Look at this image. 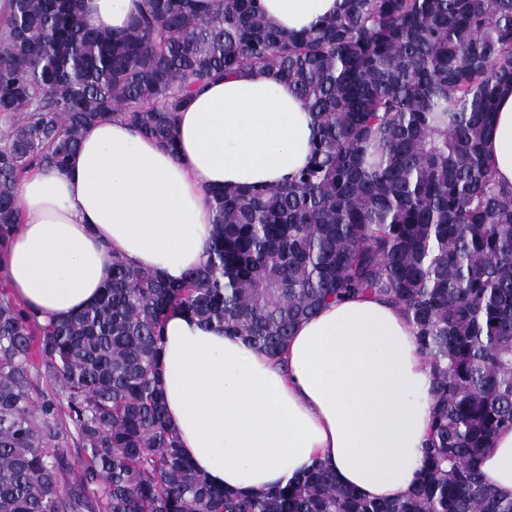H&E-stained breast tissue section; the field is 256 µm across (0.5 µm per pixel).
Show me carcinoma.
Segmentation results:
<instances>
[{
    "mask_svg": "<svg viewBox=\"0 0 512 512\" xmlns=\"http://www.w3.org/2000/svg\"><path fill=\"white\" fill-rule=\"evenodd\" d=\"M256 2L140 0L114 33L85 0H5L0 250L20 178L65 170L102 118L173 149L193 92L268 69L316 128L290 180L211 192L207 260L182 282L115 257L100 298L47 325L0 292V512H512L479 465L512 429V186L483 152L512 87V0H343L298 32ZM355 295L400 308L429 364L409 493L370 499L319 461L250 498L208 483L165 414L167 315L277 358L299 321ZM34 371L60 394L34 399Z\"/></svg>",
    "mask_w": 512,
    "mask_h": 512,
    "instance_id": "obj_1",
    "label": "carcinoma"
}]
</instances>
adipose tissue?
Segmentation results:
<instances>
[{
	"label": "adipose tissue",
	"instance_id": "1",
	"mask_svg": "<svg viewBox=\"0 0 512 512\" xmlns=\"http://www.w3.org/2000/svg\"><path fill=\"white\" fill-rule=\"evenodd\" d=\"M291 31L340 0H258ZM136 0H89L86 19L119 31ZM314 119L292 87L265 71L197 92L168 149L121 118L93 124L66 170L22 179V223L0 251L14 295L40 322L92 304L112 258L183 281L205 262L215 188L272 186L302 169ZM484 152L512 185V90L498 100ZM159 363L166 417L184 454L213 483L245 497L286 484L313 459L371 499L411 489L430 424V369L404 313L354 296L302 321L274 361L223 327L168 315ZM482 470L512 497V430L497 434Z\"/></svg>",
	"mask_w": 512,
	"mask_h": 512
}]
</instances>
